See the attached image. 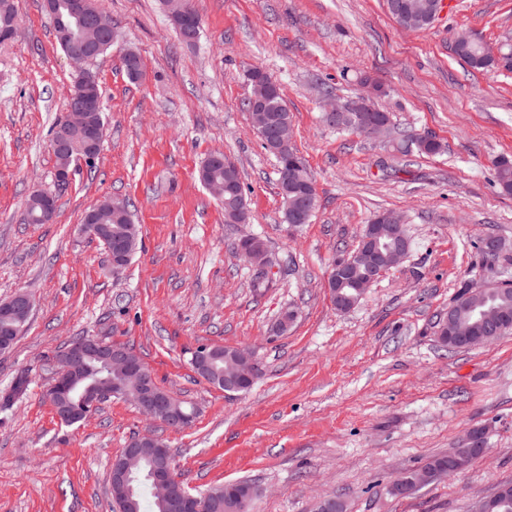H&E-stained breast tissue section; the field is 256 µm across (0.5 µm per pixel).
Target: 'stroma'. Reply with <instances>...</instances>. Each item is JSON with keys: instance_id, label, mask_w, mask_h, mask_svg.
Segmentation results:
<instances>
[{"instance_id": "35a3bbf8", "label": "stroma", "mask_w": 512, "mask_h": 512, "mask_svg": "<svg viewBox=\"0 0 512 512\" xmlns=\"http://www.w3.org/2000/svg\"><path fill=\"white\" fill-rule=\"evenodd\" d=\"M18 26L0 43V301L26 292L24 333L0 352V393L25 389L0 409V512H118L109 473L131 437L165 442L192 491L247 479L254 512H313L326 497L347 512H470L475 499L512 483V334L443 350L436 324L462 285L503 262L479 263L495 236L512 255V194L494 162L512 157V73L474 72L452 51L468 32L495 46L512 37V0H446L425 30L401 29L384 0H193L195 45L175 36L159 0H93L116 41L90 68L106 135L95 177L55 179L53 125L66 113L76 73L60 51L45 0H14ZM144 76L125 74L126 49ZM281 86L293 143L306 159L319 207L294 228L282 219L275 158L243 102L252 68ZM370 76L377 104L399 129L432 136L437 155L401 156L392 143L336 134L322 98L344 102ZM221 152L240 170L249 218L228 224L198 179ZM56 197L48 224H28L33 190ZM129 198L142 247L113 273L104 246L81 235L100 200ZM390 210L408 231L401 264L345 312L327 278L373 214ZM267 247L268 285L237 256L241 238ZM296 322L277 328L282 310ZM79 336L124 346L157 384L196 412L173 431L130 402L61 425L44 394L58 354ZM247 347L261 376L244 393L206 382L190 360L201 345ZM486 431V455L408 497L395 479Z\"/></svg>"}]
</instances>
